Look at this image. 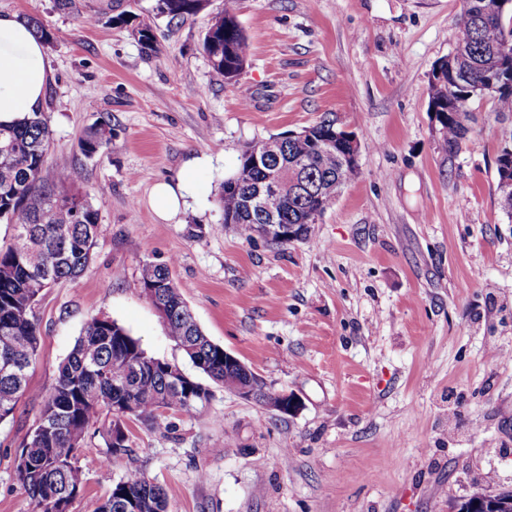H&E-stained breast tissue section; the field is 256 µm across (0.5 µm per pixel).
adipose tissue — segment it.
<instances>
[{"label": "adipose tissue", "mask_w": 512, "mask_h": 512, "mask_svg": "<svg viewBox=\"0 0 512 512\" xmlns=\"http://www.w3.org/2000/svg\"><path fill=\"white\" fill-rule=\"evenodd\" d=\"M52 74L44 44L26 22L0 13V123L6 124L39 111ZM194 196L191 168L176 179L153 188L151 204L157 216L171 220L184 211Z\"/></svg>", "instance_id": "adipose-tissue-1"}]
</instances>
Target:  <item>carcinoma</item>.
Masks as SVG:
<instances>
[{
  "label": "carcinoma",
  "mask_w": 512,
  "mask_h": 512,
  "mask_svg": "<svg viewBox=\"0 0 512 512\" xmlns=\"http://www.w3.org/2000/svg\"><path fill=\"white\" fill-rule=\"evenodd\" d=\"M235 0H224L203 39V50L213 69L236 84L245 67L249 43L240 27ZM209 0H156V15L186 19L203 10ZM496 0H463L454 44L464 53L440 66L441 74L429 81L430 102L440 123V146L455 150L469 132L467 108L448 106V83L471 95L486 73L500 68L505 52L512 53V29L492 13ZM145 51L159 53L153 27L143 22L134 31ZM111 120L93 124L77 143L87 158L101 154L112 143ZM50 130L40 112L10 124H0V221L13 227V243L0 250V360L19 366L18 375L0 374V422L13 415L28 388V371L38 350L35 306L52 285L80 276L91 258L98 233L96 211L69 187L80 178L75 169L60 170L54 182L41 179L50 146ZM269 163L253 162L243 151L235 173V187L222 188L219 202L224 224L251 239L257 225L269 216L249 210V198L263 186L267 171L276 168L288 176V187L275 199V223L294 225L306 237L333 199L320 189L341 178L348 182L358 168L342 164L336 144V127L330 122L312 126L311 136L285 139ZM143 295L154 305H164L167 335L211 382L224 385V348L213 343L196 321L184 315L189 309L167 264L147 263L141 272ZM179 369L153 356L117 322L93 317L84 327L58 369L55 383L41 397L38 420L52 429L23 443L19 457L28 460L16 468L22 489L39 512H63L61 505L79 496L84 469L77 457L85 434L102 415L110 416L105 436L107 467L128 452L126 421L135 419L154 429L168 412L191 414L207 402L211 390L183 375L180 384L169 382V372ZM97 512H168V493L143 472L129 470L116 483Z\"/></svg>",
  "instance_id": "1"
}]
</instances>
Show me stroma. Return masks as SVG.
Wrapping results in <instances>:
<instances>
[{"instance_id":"1","label":"stroma","mask_w":512,"mask_h":512,"mask_svg":"<svg viewBox=\"0 0 512 512\" xmlns=\"http://www.w3.org/2000/svg\"><path fill=\"white\" fill-rule=\"evenodd\" d=\"M154 5L124 8L152 23L156 55L112 24V0H77L74 13L0 0L1 13L52 35L41 177L80 169L73 191L99 224L80 277L35 308L29 392L0 422V512L34 510L15 457L92 317L203 381L141 291L148 262L171 266L213 342L300 406L282 415L212 386L193 415L167 414L171 430L128 422L130 452L106 479L94 424L72 512H95L130 469L167 489L169 512H448L512 489V220L497 187L512 117L493 96L473 98L470 132L446 153L429 97L462 0H236L245 103L202 49L223 0L177 24ZM107 116L112 146L86 159L77 141ZM323 120L360 141L359 173L307 237L277 246L224 227L218 192L243 147ZM197 157L195 201L160 220L153 185ZM493 346L504 357H489Z\"/></svg>"}]
</instances>
